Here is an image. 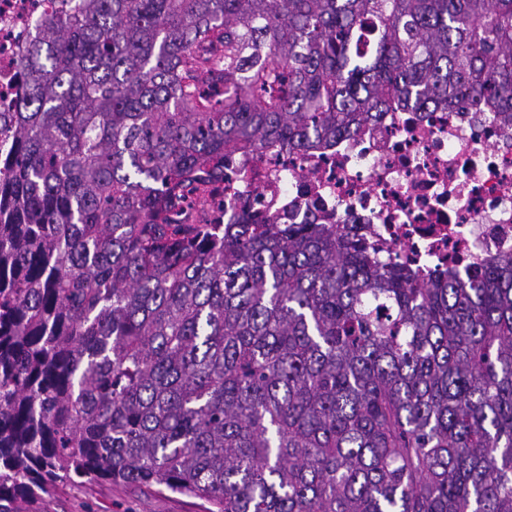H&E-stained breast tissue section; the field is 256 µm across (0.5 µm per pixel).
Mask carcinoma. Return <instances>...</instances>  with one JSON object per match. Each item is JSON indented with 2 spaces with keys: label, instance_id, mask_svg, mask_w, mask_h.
Listing matches in <instances>:
<instances>
[{
  "label": "carcinoma",
  "instance_id": "carcinoma-1",
  "mask_svg": "<svg viewBox=\"0 0 512 512\" xmlns=\"http://www.w3.org/2000/svg\"><path fill=\"white\" fill-rule=\"evenodd\" d=\"M0 112V512H512V255L461 282L347 226L170 224L239 151L393 107L512 126V0H73ZM40 512H205L191 496L151 493L120 482L59 484L37 506Z\"/></svg>",
  "mask_w": 512,
  "mask_h": 512
}]
</instances>
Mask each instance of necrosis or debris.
Segmentation results:
<instances>
[{"instance_id":"obj_1","label":"necrosis or debris","mask_w":512,"mask_h":512,"mask_svg":"<svg viewBox=\"0 0 512 512\" xmlns=\"http://www.w3.org/2000/svg\"><path fill=\"white\" fill-rule=\"evenodd\" d=\"M61 2L0 0V112L25 98L34 22ZM247 210L270 224H353L380 258L465 279L512 254V127L493 112L391 110L328 146L240 153L169 219L238 224Z\"/></svg>"}]
</instances>
